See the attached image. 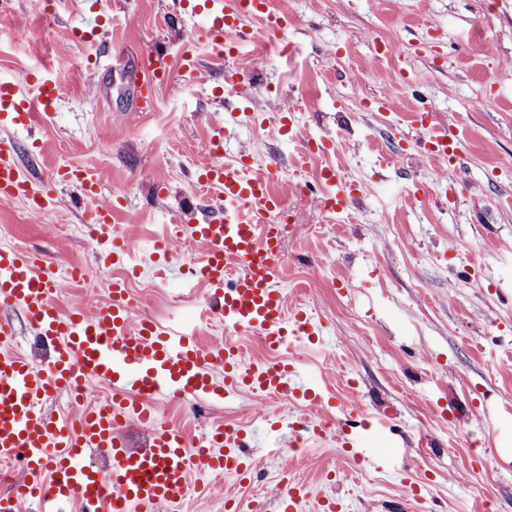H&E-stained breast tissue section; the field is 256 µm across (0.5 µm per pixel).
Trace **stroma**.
Returning <instances> with one entry per match:
<instances>
[{"label":"stroma","mask_w":512,"mask_h":512,"mask_svg":"<svg viewBox=\"0 0 512 512\" xmlns=\"http://www.w3.org/2000/svg\"><path fill=\"white\" fill-rule=\"evenodd\" d=\"M269 9L291 19L290 56L273 39L265 53L228 59L200 49L196 68L157 83L148 112L135 109L146 52L159 40L178 52L205 26L206 0H53L47 9L14 0L0 15V78L46 68L61 84L55 111L34 119L41 151L21 143L20 164L44 180L82 169L101 201L122 199L114 225L146 269L131 292L145 317L169 328L189 325L207 293L154 282V244L167 239L175 263L201 259L186 227L202 217L194 171L224 126V77L236 71L262 89L241 105L254 121L227 128L224 157L245 153L254 170L279 177L294 225L282 240L281 286L324 326L321 343L293 342L288 355L328 405L260 403L249 391L227 402L157 401L159 423L192 440L220 422L249 432L268 415L282 424L277 438L247 448L251 482L209 478L206 494L187 492L182 512H226L229 496L251 512L255 491L279 493L285 468L307 492L303 512H319L325 498L342 512H394L406 480L420 489L409 512H512V0H269ZM380 72L400 84L383 112ZM423 102L459 144L449 190L419 143L412 112ZM323 139L328 153H303ZM329 166L358 188L332 224L317 195L300 190ZM58 195L40 216L0 202V246L38 252L61 275L86 269V283L58 289L60 309L85 304L91 289L106 304L115 272L99 269L70 189ZM350 414L367 429L291 436L300 416L338 423ZM389 446L400 456L379 457Z\"/></svg>","instance_id":"stroma-1"}]
</instances>
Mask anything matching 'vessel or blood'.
Returning a JSON list of instances; mask_svg holds the SVG:
<instances>
[{
  "mask_svg": "<svg viewBox=\"0 0 512 512\" xmlns=\"http://www.w3.org/2000/svg\"><path fill=\"white\" fill-rule=\"evenodd\" d=\"M267 0H224L194 43L224 42L235 55L243 41L242 16L263 18L269 31L288 35L287 13L270 14ZM171 70L165 46L149 51L141 85L154 91ZM36 96H29L28 88ZM59 85L40 71L23 81L0 80V200L20 199L28 210L43 214L56 203L55 182L73 186L93 201L90 233L98 266L120 267L105 306L88 312L60 310L55 294L61 286L55 269L33 253L0 247V461L18 465L21 477L0 495V512H18L25 501H37L41 512H58L60 502L74 499L81 512H158L183 493L195 474H225L239 481L252 478L241 450L244 429L231 424L214 426L200 444H190L177 428L158 424L155 402L202 395L221 400L240 389L304 400L316 405L321 396L299 377L288 362L289 338L319 336L320 326L309 312L289 307L279 286L282 277L281 240L273 216L281 200L270 188L271 177L254 173L245 159L226 164L220 158L222 136L212 138L195 176L212 192L214 217L189 227L192 241L204 250L200 262L153 265L160 280L176 275L198 280L218 301L225 329L265 337L267 359L252 362L233 342L200 344L196 332L176 334L149 318H136L129 279L142 274L130 265L129 244L115 229L116 206L97 204V184L86 172L61 169L55 181L28 176L14 157L9 131L31 126L36 113L52 112ZM418 121L432 156L444 161L446 184H454L459 168L458 145L447 127L432 123L428 112ZM336 192L319 197L322 209L340 211L356 189L337 185ZM21 310L30 332L51 346L48 369L36 367L16 348V333L5 312ZM223 369L222 381L211 375ZM96 380L112 389L108 408H79L47 415L46 400L59 392L74 393L79 385ZM149 427L146 448H129L123 434L128 421ZM106 450L111 467L88 460L89 449ZM274 512H300L302 486L285 481Z\"/></svg>",
  "mask_w": 512,
  "mask_h": 512,
  "instance_id": "obj_1",
  "label": "vessel or blood"
}]
</instances>
